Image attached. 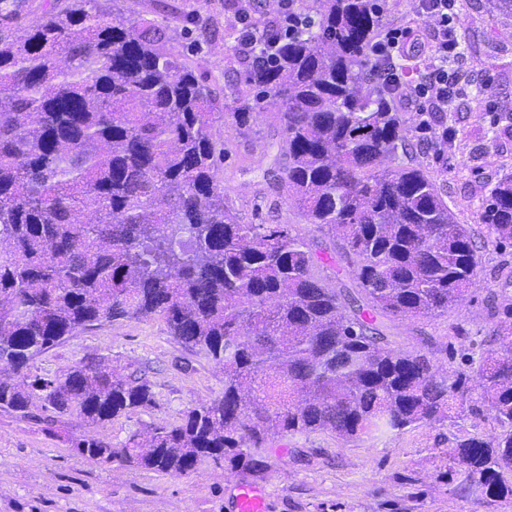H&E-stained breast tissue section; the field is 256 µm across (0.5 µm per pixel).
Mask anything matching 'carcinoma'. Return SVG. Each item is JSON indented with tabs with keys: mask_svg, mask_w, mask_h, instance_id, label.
<instances>
[{
	"mask_svg": "<svg viewBox=\"0 0 512 512\" xmlns=\"http://www.w3.org/2000/svg\"><path fill=\"white\" fill-rule=\"evenodd\" d=\"M308 22L266 62L245 65L252 93L215 112L213 91L165 46L154 21L100 0L46 11L0 34V412L55 432L65 417L104 425L154 403L138 369L84 362L65 380L29 362L79 331L159 316L184 347L224 370L223 394L118 446L72 436L98 463L170 476L222 459L264 474L268 436L328 432L351 442L491 419L497 435L448 439V472L492 504L512 499V302L463 371L393 346L384 321L460 308L481 257L427 168L404 161L407 129L374 76L381 0H315ZM277 111L265 172L332 250L290 224H244L218 179L216 123ZM512 245V174L481 212ZM346 265L355 288L328 281Z\"/></svg>",
	"mask_w": 512,
	"mask_h": 512,
	"instance_id": "1",
	"label": "carcinoma"
}]
</instances>
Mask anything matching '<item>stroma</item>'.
<instances>
[{
	"mask_svg": "<svg viewBox=\"0 0 512 512\" xmlns=\"http://www.w3.org/2000/svg\"><path fill=\"white\" fill-rule=\"evenodd\" d=\"M117 16H144L166 33V46L180 54L211 87L217 109L230 112L233 87L244 70L227 63L224 0H114ZM457 37L468 81L447 111L430 114L427 130L407 113L408 153L428 166L456 220L471 225L482 260L477 286L464 306L442 317L390 322L402 349L420 350L425 338L447 345L448 365L461 369L463 354L479 355L493 326L494 295L512 296V246L486 240L483 202L502 175L512 173V18L458 0ZM219 140L230 157L219 172L235 199L242 223L290 224L314 235L286 192L268 186L281 139L274 111L249 126L226 121ZM145 369L155 403L103 426L72 416L48 434L36 420L0 413V512H234L233 487L240 474L206 461L187 476H164L117 463L101 465L71 448L69 436L104 437L118 444L147 427L176 422L198 403L220 396L222 368L183 348L162 318L124 320L77 333L33 360L30 375L55 376L90 359ZM497 433L490 420L471 417L449 428L420 427L399 435L344 442L329 433L296 435L277 442L279 459L259 484L269 512H512V500L488 505L445 479L442 450L449 434Z\"/></svg>",
	"mask_w": 512,
	"mask_h": 512,
	"instance_id": "obj_1",
	"label": "stroma"
}]
</instances>
